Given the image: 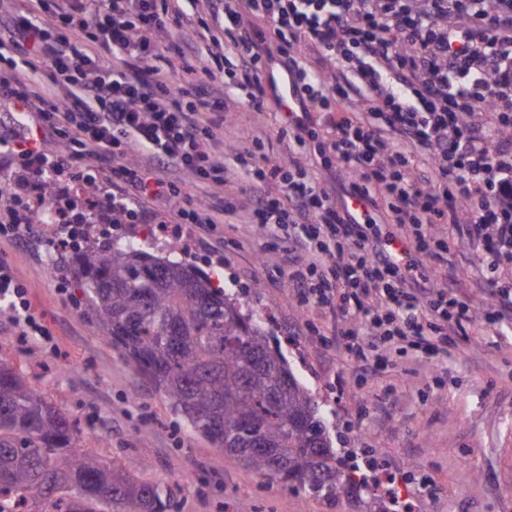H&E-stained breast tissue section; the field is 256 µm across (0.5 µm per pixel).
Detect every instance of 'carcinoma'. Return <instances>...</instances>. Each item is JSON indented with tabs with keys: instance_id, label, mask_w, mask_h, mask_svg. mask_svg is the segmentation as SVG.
Returning <instances> with one entry per match:
<instances>
[{
	"instance_id": "carcinoma-1",
	"label": "carcinoma",
	"mask_w": 512,
	"mask_h": 512,
	"mask_svg": "<svg viewBox=\"0 0 512 512\" xmlns=\"http://www.w3.org/2000/svg\"><path fill=\"white\" fill-rule=\"evenodd\" d=\"M61 259L79 302L122 359L233 463L270 483L336 498L353 482L312 394L271 346L255 311L150 240L104 236ZM79 448L76 424L0 359V512H178L172 487Z\"/></svg>"
}]
</instances>
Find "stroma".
Segmentation results:
<instances>
[{"mask_svg":"<svg viewBox=\"0 0 512 512\" xmlns=\"http://www.w3.org/2000/svg\"><path fill=\"white\" fill-rule=\"evenodd\" d=\"M244 154L248 164L234 157ZM303 151L289 140L274 102L263 111L229 102L224 114L223 187L183 188L204 205L230 204L215 230L194 224H121L114 235L180 241L187 258L210 273L238 303L260 313L288 365L316 398L331 428L338 457L375 458L382 472L405 479L413 512H512V325L484 315L495 303L498 277L477 276L478 258L451 218L432 225L447 247L428 269L433 280L475 310V324L452 342L428 336L406 352L377 351L358 337L360 353L346 349L348 326L331 306L305 301L289 275L304 268L307 252L256 229L243 188L253 168ZM52 235L38 227L26 243L0 240V259L24 284L50 340L20 342L19 328L0 312V357L23 370L49 401L67 410L82 430L79 445L108 465L147 464L141 480L181 483L180 512H393L382 491L348 489L335 498L268 484L252 469L229 461L189 426L175 427L165 398L129 366L76 303L75 279L60 283L48 267ZM427 490H420V482Z\"/></svg>","mask_w":512,"mask_h":512,"instance_id":"stroma-1","label":"stroma"}]
</instances>
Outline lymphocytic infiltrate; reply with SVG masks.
<instances>
[{"instance_id":"obj_1","label":"lymphocytic infiltrate","mask_w":512,"mask_h":512,"mask_svg":"<svg viewBox=\"0 0 512 512\" xmlns=\"http://www.w3.org/2000/svg\"><path fill=\"white\" fill-rule=\"evenodd\" d=\"M222 36L208 57L183 40L191 18L172 0H36L43 24L19 13L0 34L21 67L0 73V100L20 101L0 128V147L17 150L26 178L10 179L0 210V238H21L34 224L29 184L64 214L57 241L71 242L106 217L160 224L157 204L173 205L176 224H216L210 208L187 196L182 176L224 183V114L214 93L223 82V41L242 57L235 89L254 110L266 105L262 60L277 59L300 87L308 118L288 124V137L312 146L327 173L351 170L355 180L333 197L296 158L253 170L247 191L253 224L290 232L309 254L291 276L296 288L330 304L337 293L357 302L356 318L374 347L387 348L429 330L455 331L472 320L469 305L435 284V254L425 228L462 216V231L491 270L512 268V0H221ZM270 31H256L253 18ZM316 47L338 77L308 71L299 44ZM184 60L191 78L148 77L161 51ZM357 86L362 105L381 126L342 111L329 118L330 138L318 139L311 114ZM49 133L53 150L25 149L31 128ZM424 156L430 175L407 168ZM97 173L95 197L72 184ZM279 178L277 193L267 175ZM358 195L389 223L409 227L408 247L394 253L380 224H363L346 205ZM0 300L23 335L46 337L26 289L0 262Z\"/></svg>"}]
</instances>
